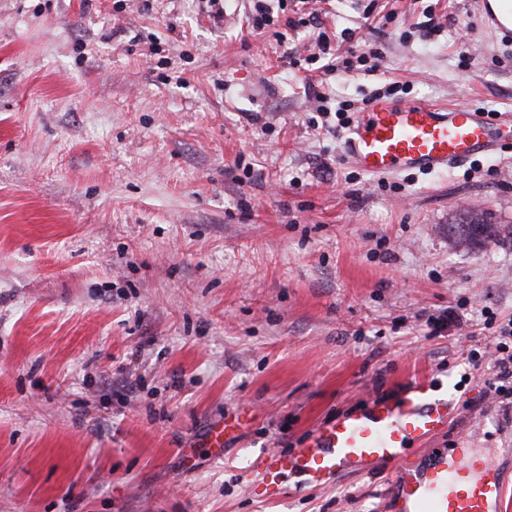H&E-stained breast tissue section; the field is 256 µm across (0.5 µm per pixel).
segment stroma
<instances>
[{
  "instance_id": "stroma-1",
  "label": "stroma",
  "mask_w": 512,
  "mask_h": 512,
  "mask_svg": "<svg viewBox=\"0 0 512 512\" xmlns=\"http://www.w3.org/2000/svg\"><path fill=\"white\" fill-rule=\"evenodd\" d=\"M282 4L279 39L253 0H0V512H389L384 468L260 472L417 377L455 408L433 447L512 482V403L468 358L512 318V155L381 179L308 124L313 89L332 123L396 82L512 115V37L480 0ZM321 34L376 71L321 75ZM470 208L505 237L457 247Z\"/></svg>"
}]
</instances>
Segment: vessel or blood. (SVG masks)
Returning <instances> with one entry per match:
<instances>
[{
    "label": "vessel or blood",
    "instance_id": "b4317fda",
    "mask_svg": "<svg viewBox=\"0 0 512 512\" xmlns=\"http://www.w3.org/2000/svg\"><path fill=\"white\" fill-rule=\"evenodd\" d=\"M512 142V121L496 120L475 105L439 107L425 102L374 101L358 113L345 139L348 158L370 175L416 169L434 173L490 156ZM454 411L425 379L391 400H373L369 411L320 427L300 448L266 457L262 478L280 487L296 475L312 486L348 472L386 466L387 499L398 512H503L500 473L475 462L468 449L429 452L424 463L404 457L409 444L424 445L444 433Z\"/></svg>",
    "mask_w": 512,
    "mask_h": 512
}]
</instances>
